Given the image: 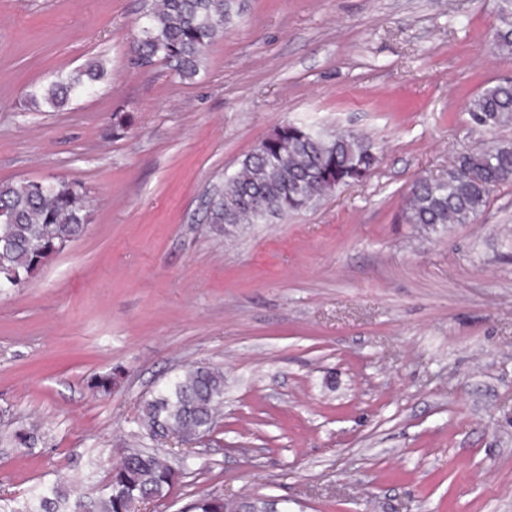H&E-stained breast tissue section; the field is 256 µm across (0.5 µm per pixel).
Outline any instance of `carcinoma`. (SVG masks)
Segmentation results:
<instances>
[{
  "instance_id": "carcinoma-1",
  "label": "carcinoma",
  "mask_w": 512,
  "mask_h": 512,
  "mask_svg": "<svg viewBox=\"0 0 512 512\" xmlns=\"http://www.w3.org/2000/svg\"><path fill=\"white\" fill-rule=\"evenodd\" d=\"M236 0H143L140 35L131 47L139 68L163 63L170 73L191 80L205 51L230 23ZM492 45L512 54V0H498ZM107 74L101 60L84 70L59 75L30 97L31 106L60 109L76 97L93 92ZM472 124L495 131L512 124V78H502L473 95L465 105ZM380 163L377 148L354 132L329 134L305 124L277 126L242 161L224 183L209 210L213 232L224 233V215L235 224H262L271 216L307 209L333 188L368 179ZM512 183V141L498 140L459 154L436 178L416 180L400 221L436 226L469 224L481 216L491 196ZM88 224L85 192L72 181L22 180L0 183V288H18L38 272L42 260L80 238ZM112 376H94L89 388L112 396ZM224 402V372L217 367L189 366L162 382L131 420L133 434L153 443L170 435L189 442L209 436ZM12 440L34 448L43 440L34 423L14 430ZM172 466L155 453L129 448L103 476L99 463H89L81 489L75 483L42 481L23 497H0V512H134L152 495L169 498L187 478L199 475L197 456L189 448L175 452ZM221 492L202 491L189 512H226Z\"/></svg>"
}]
</instances>
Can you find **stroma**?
<instances>
[{
	"instance_id": "obj_1",
	"label": "stroma",
	"mask_w": 512,
	"mask_h": 512,
	"mask_svg": "<svg viewBox=\"0 0 512 512\" xmlns=\"http://www.w3.org/2000/svg\"><path fill=\"white\" fill-rule=\"evenodd\" d=\"M497 0H238L195 79L138 69L141 0H0V182H80L89 212L0 291V495L108 468L157 382L224 372L197 492L280 512H512V184L473 224L399 216L412 182L488 135L466 101L504 77ZM103 60L96 95L29 91ZM130 128L113 136L114 114ZM365 134L366 181L211 231L209 201L272 130ZM121 370L111 397L88 379Z\"/></svg>"
}]
</instances>
